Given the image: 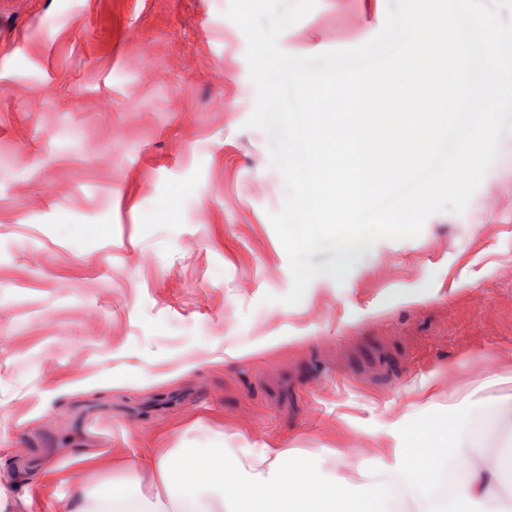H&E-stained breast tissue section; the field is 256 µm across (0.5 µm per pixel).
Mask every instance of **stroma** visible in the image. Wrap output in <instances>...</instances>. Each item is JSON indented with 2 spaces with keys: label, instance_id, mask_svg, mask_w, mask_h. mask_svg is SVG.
Segmentation results:
<instances>
[{
  "label": "stroma",
  "instance_id": "stroma-1",
  "mask_svg": "<svg viewBox=\"0 0 512 512\" xmlns=\"http://www.w3.org/2000/svg\"><path fill=\"white\" fill-rule=\"evenodd\" d=\"M229 3L0 0V500L56 512L89 453L263 445L354 487L406 427L463 421L483 461L512 439V135L463 213L281 303L286 189ZM386 9L317 0L278 45L357 47ZM478 385L493 407H449Z\"/></svg>",
  "mask_w": 512,
  "mask_h": 512
}]
</instances>
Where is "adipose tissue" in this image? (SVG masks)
<instances>
[{"instance_id":"1","label":"adipose tissue","mask_w":512,"mask_h":512,"mask_svg":"<svg viewBox=\"0 0 512 512\" xmlns=\"http://www.w3.org/2000/svg\"><path fill=\"white\" fill-rule=\"evenodd\" d=\"M400 472L364 469L359 495L325 479L309 459L273 448H153L143 462L98 460V486L76 484L61 512H387V488H409L416 512H512L500 478L512 474V447L493 464L476 459L466 428L440 422L430 439L414 433L401 443ZM468 477L449 496L437 493L447 454Z\"/></svg>"}]
</instances>
